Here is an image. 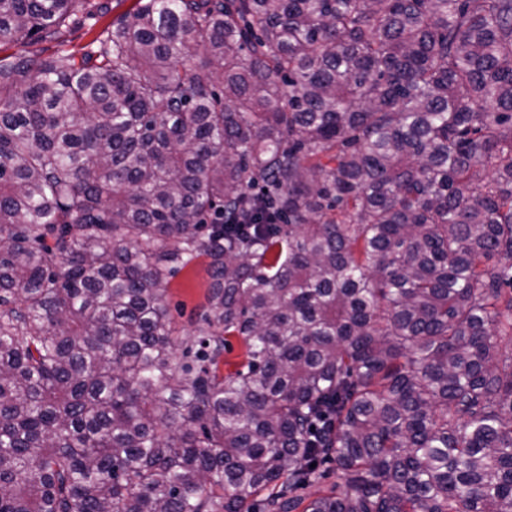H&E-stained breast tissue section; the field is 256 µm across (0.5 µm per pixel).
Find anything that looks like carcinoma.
<instances>
[{
  "instance_id": "obj_1",
  "label": "carcinoma",
  "mask_w": 512,
  "mask_h": 512,
  "mask_svg": "<svg viewBox=\"0 0 512 512\" xmlns=\"http://www.w3.org/2000/svg\"><path fill=\"white\" fill-rule=\"evenodd\" d=\"M79 2L0 0V512H512V0H135L43 56ZM208 259L200 258L179 271L170 281L168 306L182 334L192 333L195 320L206 305Z\"/></svg>"
}]
</instances>
